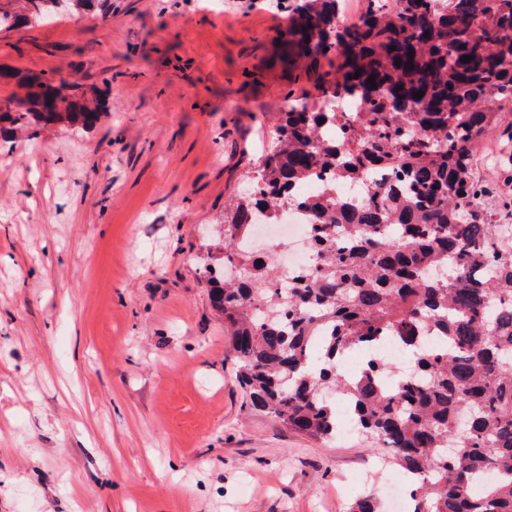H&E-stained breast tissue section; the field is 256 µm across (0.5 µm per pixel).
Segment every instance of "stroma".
<instances>
[{
	"label": "stroma",
	"mask_w": 512,
	"mask_h": 512,
	"mask_svg": "<svg viewBox=\"0 0 512 512\" xmlns=\"http://www.w3.org/2000/svg\"><path fill=\"white\" fill-rule=\"evenodd\" d=\"M291 0H106L0 29V68L108 109L0 138V512H347L373 451L253 411L206 266L287 97ZM512 112L473 148L512 225Z\"/></svg>",
	"instance_id": "1"
}]
</instances>
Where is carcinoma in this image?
<instances>
[{"instance_id": "obj_1", "label": "carcinoma", "mask_w": 512, "mask_h": 512, "mask_svg": "<svg viewBox=\"0 0 512 512\" xmlns=\"http://www.w3.org/2000/svg\"><path fill=\"white\" fill-rule=\"evenodd\" d=\"M54 3L26 0L0 27L50 17ZM370 3L343 24L339 0H294L295 58L340 63L316 79V100L286 98L294 106L278 113L250 192L225 205L210 301L232 329L253 409L329 441L339 398L357 432L413 478L414 512H512V249L498 247L501 225L472 176L474 144L512 103V0ZM23 83L26 95L0 110V137L99 119L76 94L51 110V78ZM321 169L336 184L377 170L384 180L346 199L332 186L305 200L287 193ZM288 206L314 226L307 276L240 247L258 215ZM387 338L408 347L410 373L371 355L341 373L346 354ZM349 512H382L380 499L369 491Z\"/></svg>"}]
</instances>
